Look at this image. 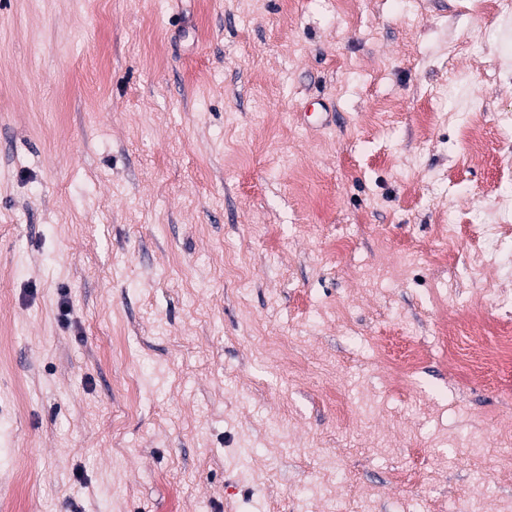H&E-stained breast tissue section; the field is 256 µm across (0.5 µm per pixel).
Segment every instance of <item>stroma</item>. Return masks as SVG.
I'll return each mask as SVG.
<instances>
[{
	"mask_svg": "<svg viewBox=\"0 0 512 512\" xmlns=\"http://www.w3.org/2000/svg\"><path fill=\"white\" fill-rule=\"evenodd\" d=\"M507 200L512 12L0 0V512L512 504ZM505 340L496 348H488L480 342V339L474 338L471 351L466 359L461 361L459 372L469 376L478 375L484 366L497 364L503 360H511L512 357V338L505 336Z\"/></svg>",
	"mask_w": 512,
	"mask_h": 512,
	"instance_id": "obj_1",
	"label": "stroma"
}]
</instances>
